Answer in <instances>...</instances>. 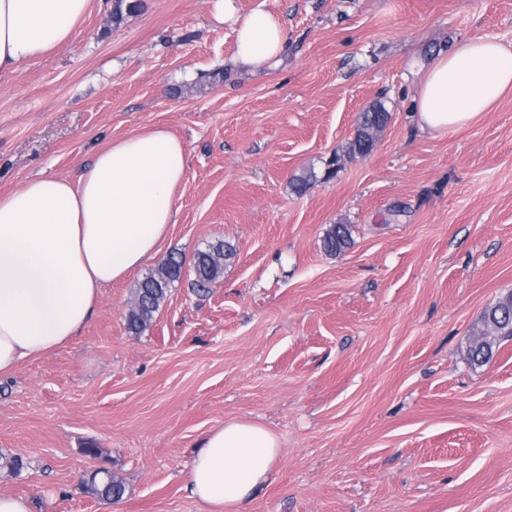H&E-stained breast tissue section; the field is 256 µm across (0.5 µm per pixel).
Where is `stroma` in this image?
Listing matches in <instances>:
<instances>
[{"label":"stroma","mask_w":512,"mask_h":512,"mask_svg":"<svg viewBox=\"0 0 512 512\" xmlns=\"http://www.w3.org/2000/svg\"><path fill=\"white\" fill-rule=\"evenodd\" d=\"M236 4L280 18L277 63L238 64L211 0H141L118 21L94 0L73 39L0 74V198L144 129L188 159L160 244L186 270L150 326L127 315L154 259L104 288L69 342L0 377V455L25 463L0 468V493L32 512H205L192 458L238 420L279 442L246 512H512V340L468 360L512 293V92L429 133L409 72L462 38L512 44V0ZM376 103L391 119L374 149L345 156ZM334 224L352 227L339 254L322 246ZM218 241L234 254L197 295L194 256ZM99 467L123 479L118 503L84 488Z\"/></svg>","instance_id":"stroma-1"}]
</instances>
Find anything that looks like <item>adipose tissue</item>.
<instances>
[{"label":"adipose tissue","mask_w":512,"mask_h":512,"mask_svg":"<svg viewBox=\"0 0 512 512\" xmlns=\"http://www.w3.org/2000/svg\"><path fill=\"white\" fill-rule=\"evenodd\" d=\"M90 2L0 0V72L69 41ZM212 8L236 25V62L278 60L288 41L278 17L261 9L238 17L235 0ZM411 73L420 79L417 124L445 133L512 90V47L494 36L462 39ZM186 168L182 142L157 128L112 141L75 179L40 176L0 199V374L68 342L103 288L155 258ZM278 454L264 426L225 423L204 436L187 487L204 506H241L270 482Z\"/></svg>","instance_id":"adipose-tissue-1"}]
</instances>
